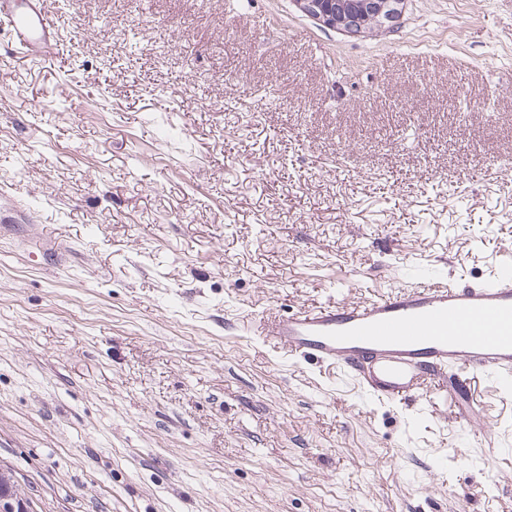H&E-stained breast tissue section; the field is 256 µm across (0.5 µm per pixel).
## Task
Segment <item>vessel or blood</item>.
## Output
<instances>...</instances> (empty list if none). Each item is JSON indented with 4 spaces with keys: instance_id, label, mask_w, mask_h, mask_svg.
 <instances>
[{
    "instance_id": "b4317fda",
    "label": "vessel or blood",
    "mask_w": 512,
    "mask_h": 512,
    "mask_svg": "<svg viewBox=\"0 0 512 512\" xmlns=\"http://www.w3.org/2000/svg\"><path fill=\"white\" fill-rule=\"evenodd\" d=\"M0 27L17 55L47 56L56 48L39 0H0ZM254 331L290 354L340 364L389 403L419 395L430 381L455 393L479 375L512 376V280L492 272L473 282L407 286L367 302L261 319Z\"/></svg>"
}]
</instances>
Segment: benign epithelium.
Wrapping results in <instances>:
<instances>
[{"instance_id":"obj_1","label":"benign epithelium","mask_w":512,"mask_h":512,"mask_svg":"<svg viewBox=\"0 0 512 512\" xmlns=\"http://www.w3.org/2000/svg\"><path fill=\"white\" fill-rule=\"evenodd\" d=\"M306 15L330 29L350 36H362L380 29L392 31L400 26L406 0H295Z\"/></svg>"}]
</instances>
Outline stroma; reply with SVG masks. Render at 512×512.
<instances>
[{
	"label": "stroma",
	"instance_id": "obj_1",
	"mask_svg": "<svg viewBox=\"0 0 512 512\" xmlns=\"http://www.w3.org/2000/svg\"><path fill=\"white\" fill-rule=\"evenodd\" d=\"M0 30V475L23 512H512V392L383 402L255 319L512 254V0L352 37L294 0ZM499 445L473 447L475 432ZM38 0L0 1V22L15 45V55L33 57L50 55L56 48L53 21L39 7Z\"/></svg>",
	"mask_w": 512,
	"mask_h": 512
}]
</instances>
